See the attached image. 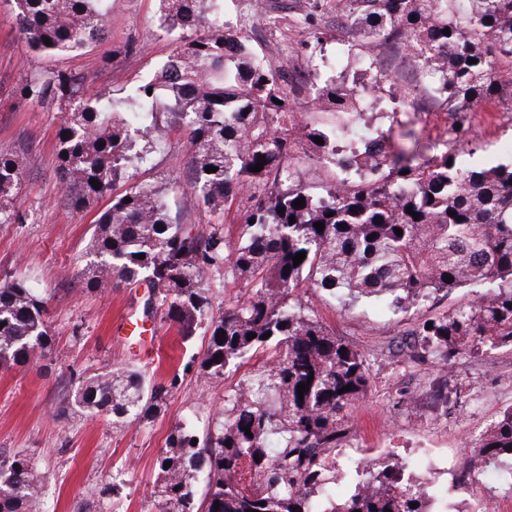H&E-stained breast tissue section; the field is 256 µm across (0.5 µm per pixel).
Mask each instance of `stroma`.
<instances>
[{"instance_id":"1","label":"stroma","mask_w":512,"mask_h":512,"mask_svg":"<svg viewBox=\"0 0 512 512\" xmlns=\"http://www.w3.org/2000/svg\"><path fill=\"white\" fill-rule=\"evenodd\" d=\"M308 8L309 0H229L226 14L249 30L267 64L301 87L311 37H319L331 61L340 42L351 37L329 15L314 31L296 28ZM157 17L156 0H112L105 41L48 57L20 34L11 0H0V150L18 158L23 180L16 205L24 216L23 223L0 224V283L22 279L35 288L47 301L52 331L50 346L29 364L0 368V456L23 452L45 472L40 497L47 512H156L157 458L171 427L191 422L204 430L209 415L223 407L227 389L241 378L235 372L217 385L202 376L197 358L206 336L182 339L174 325L158 318L149 354H135L121 340L116 328L134 307V288L116 277L91 291L83 275L95 221L112 198L90 200L80 211L66 205L57 159L61 114L17 96L23 79L52 69L83 76L103 99L119 96L151 77L175 47L178 32L160 27ZM472 123L480 134L477 161L512 162L506 148L512 143V112L506 105L478 107ZM186 137L185 131H172L165 149L142 163L135 178L166 175L187 184L189 159L180 150ZM475 297L472 289L460 288L395 316L372 306L344 311L311 295L319 317L365 354L371 373V388L351 414L356 435L344 450L348 465L336 476L337 501L353 493L356 469L385 459L394 446L400 461L430 489L453 484L457 507L482 498L493 512H512L511 478L489 472L478 481L464 469L471 439L512 405V350L465 357L444 372L395 359L411 320ZM126 365L154 383L167 382L178 370L184 381L155 418L129 426H113L109 417L69 405L79 381ZM462 377L474 381L480 405L444 416L441 399L453 395Z\"/></svg>"}]
</instances>
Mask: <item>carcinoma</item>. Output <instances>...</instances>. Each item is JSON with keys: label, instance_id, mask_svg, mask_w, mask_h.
I'll return each instance as SVG.
<instances>
[{"label": "carcinoma", "instance_id": "obj_1", "mask_svg": "<svg viewBox=\"0 0 512 512\" xmlns=\"http://www.w3.org/2000/svg\"><path fill=\"white\" fill-rule=\"evenodd\" d=\"M12 2L19 32L37 51L63 55L106 39L105 0ZM458 2L325 0L354 37L348 68L362 78L325 79L304 108L251 36L225 19L222 0H158L159 20L185 36L117 103L101 104L86 79L71 72L45 71L22 82L21 100L62 112L57 157L71 209L128 183L174 127L188 132L195 198L214 214L238 202L241 231L233 244L219 224L177 221L167 202L176 187L170 178L127 188L96 220L86 288L117 274L146 289L145 316H161L185 339L206 326L198 366L218 384L262 356L209 419L204 437L187 424L170 430L157 459L160 512H433L421 482H404L405 467L392 460L366 471L354 493L336 503V449L353 437L350 417L371 377L364 354L323 323L303 289L347 309L367 301L397 315L433 292L487 285V295L413 322L405 332L412 337L408 357L448 367L464 355L512 349V164L478 167L469 160L471 112L512 100V78L503 79L512 72V0H465L463 8ZM384 47L412 62L423 92L448 112V138L430 157L414 121L397 119V101L420 112L419 92L402 87L398 71L380 67L374 51ZM471 58L476 62L467 63ZM384 86L390 110L380 115L389 126L353 138L366 101ZM139 112L152 120L136 123ZM262 155L263 170L250 171ZM301 163L330 173L323 192L300 182ZM208 166L217 171L206 172ZM20 183L14 155L1 150L0 224L22 221L15 206ZM299 198L304 206L293 207ZM299 252L306 257L296 266ZM217 276L246 288L244 298L218 313L211 294ZM0 323V367L29 362L52 340L46 301L21 281L0 285ZM179 380L176 374L155 385L139 370H111L85 379L74 404L115 426L142 422ZM305 382L300 399L297 385ZM347 385L352 389L338 393ZM476 396L471 381L457 380L458 410ZM472 447L484 464L512 475V406ZM199 472L206 474L200 499ZM44 481L20 452L0 460V512H42Z\"/></svg>", "mask_w": 512, "mask_h": 512}]
</instances>
